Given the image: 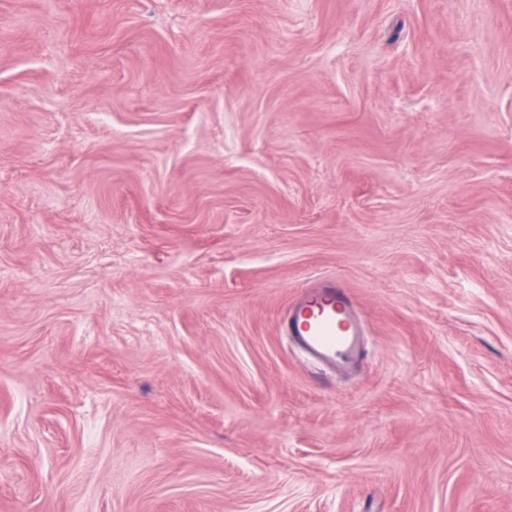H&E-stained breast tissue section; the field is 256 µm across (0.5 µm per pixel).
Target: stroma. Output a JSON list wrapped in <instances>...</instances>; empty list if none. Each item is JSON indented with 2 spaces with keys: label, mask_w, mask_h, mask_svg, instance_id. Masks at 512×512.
Masks as SVG:
<instances>
[{
  "label": "stroma",
  "mask_w": 512,
  "mask_h": 512,
  "mask_svg": "<svg viewBox=\"0 0 512 512\" xmlns=\"http://www.w3.org/2000/svg\"><path fill=\"white\" fill-rule=\"evenodd\" d=\"M0 512H512V0H0ZM366 324L347 289L324 280L301 296L283 320L285 335L320 367H350L361 356Z\"/></svg>",
  "instance_id": "1"
}]
</instances>
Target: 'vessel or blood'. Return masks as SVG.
<instances>
[{"mask_svg": "<svg viewBox=\"0 0 512 512\" xmlns=\"http://www.w3.org/2000/svg\"><path fill=\"white\" fill-rule=\"evenodd\" d=\"M365 328L347 289L331 279L307 289L283 320L285 335L320 367L355 365Z\"/></svg>", "mask_w": 512, "mask_h": 512, "instance_id": "vessel-or-blood-1", "label": "vessel or blood"}]
</instances>
